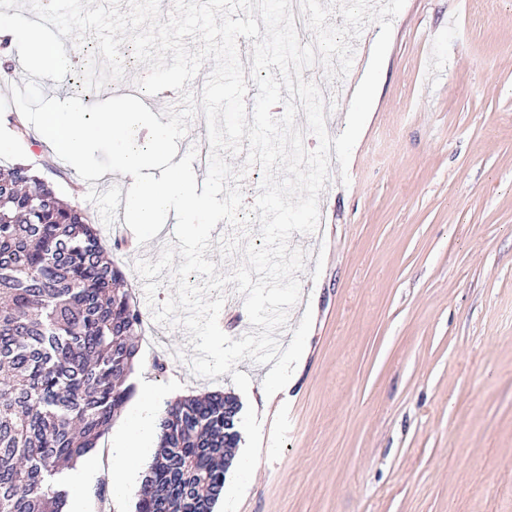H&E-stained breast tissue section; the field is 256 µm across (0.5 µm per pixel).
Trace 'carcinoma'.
Here are the masks:
<instances>
[{"instance_id": "cac0c4a2", "label": "carcinoma", "mask_w": 512, "mask_h": 512, "mask_svg": "<svg viewBox=\"0 0 512 512\" xmlns=\"http://www.w3.org/2000/svg\"><path fill=\"white\" fill-rule=\"evenodd\" d=\"M75 70L69 96L92 101ZM106 249L90 214L30 166L0 168V512H63L66 470L130 394L143 313ZM230 399L166 405L136 512H212L240 441Z\"/></svg>"}]
</instances>
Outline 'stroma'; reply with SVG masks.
I'll use <instances>...</instances> for the list:
<instances>
[{"instance_id":"35a3bbf8","label":"stroma","mask_w":512,"mask_h":512,"mask_svg":"<svg viewBox=\"0 0 512 512\" xmlns=\"http://www.w3.org/2000/svg\"><path fill=\"white\" fill-rule=\"evenodd\" d=\"M380 27L361 29L329 137L346 127ZM10 90L0 133L64 201L112 208L111 185L82 179L33 126L18 137ZM317 232L293 233L301 298L278 336L313 322L288 385L252 406L230 374H193L182 324L139 336L130 403L237 396L240 447L221 512H512V0H406L346 175L329 174ZM168 214L154 244L112 259L134 295L139 260L174 242ZM161 357L163 372L151 363Z\"/></svg>"}]
</instances>
